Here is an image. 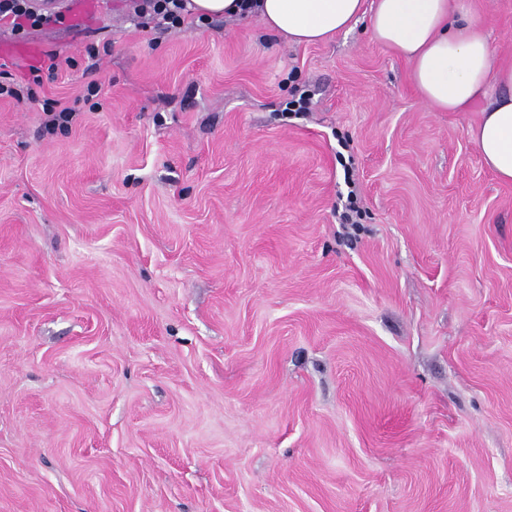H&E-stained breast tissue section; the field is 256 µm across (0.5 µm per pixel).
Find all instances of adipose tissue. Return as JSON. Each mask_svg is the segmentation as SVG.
<instances>
[{
  "label": "adipose tissue",
  "instance_id": "ef3b65f1",
  "mask_svg": "<svg viewBox=\"0 0 512 512\" xmlns=\"http://www.w3.org/2000/svg\"><path fill=\"white\" fill-rule=\"evenodd\" d=\"M200 17L259 15L291 44L326 43L367 19L372 41L410 66L439 112L479 110L468 134L498 178L512 183V65L497 62L485 26L465 0H190Z\"/></svg>",
  "mask_w": 512,
  "mask_h": 512
}]
</instances>
